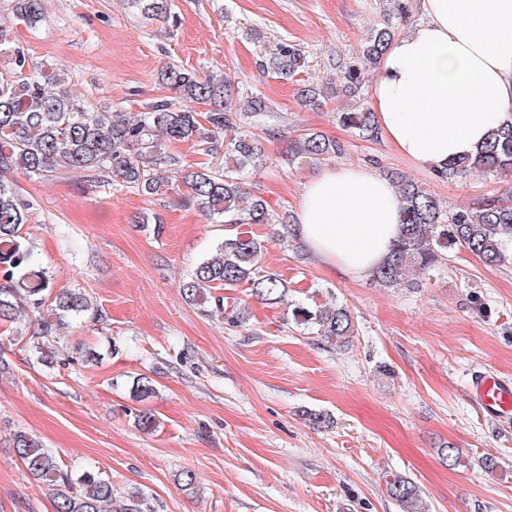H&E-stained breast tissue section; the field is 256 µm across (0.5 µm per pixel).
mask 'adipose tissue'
I'll list each match as a JSON object with an SVG mask.
<instances>
[{
	"label": "adipose tissue",
	"mask_w": 512,
	"mask_h": 512,
	"mask_svg": "<svg viewBox=\"0 0 512 512\" xmlns=\"http://www.w3.org/2000/svg\"><path fill=\"white\" fill-rule=\"evenodd\" d=\"M422 22L389 45L371 110L389 146L442 172L512 118V0H419ZM292 230L332 270L361 279L400 235V198L367 166L326 168L302 191Z\"/></svg>",
	"instance_id": "adipose-tissue-1"
}]
</instances>
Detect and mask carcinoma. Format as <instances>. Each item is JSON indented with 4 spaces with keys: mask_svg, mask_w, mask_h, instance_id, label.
<instances>
[{
    "mask_svg": "<svg viewBox=\"0 0 512 512\" xmlns=\"http://www.w3.org/2000/svg\"><path fill=\"white\" fill-rule=\"evenodd\" d=\"M127 9L145 20L170 17V0H123ZM15 20L30 28L45 18L44 0H10ZM396 32L390 27L374 30L359 50L358 60L336 62L337 82L311 83L301 89L303 102L322 95L359 97L363 87L361 64L380 61ZM259 67L264 72L293 77L305 67V55L294 44L279 42L263 48ZM6 65L13 79L0 83V329L24 338L22 322L35 320L40 337L53 336L69 322L103 321V312L93 297L81 288L52 293L50 271L36 265L33 250L19 234L27 221L29 203L19 196L8 174L22 173L44 178L59 170H81L112 175L121 186L145 197L165 194L160 174L175 172L188 188L183 201L212 224L268 226L287 224L261 197L246 191L244 173L267 164L262 146L251 131L252 124L272 117L271 103L260 94L233 98L231 83L222 78L168 66L160 73L170 96L147 107L131 120L102 105L75 99L64 85L62 67L43 69L30 65L25 50H6ZM192 101L210 102L206 113L192 110ZM338 122L365 140L379 138L374 113L360 104L336 113ZM267 133L283 142L280 158L287 164L338 158L344 142L309 131L286 135L281 126ZM192 142L207 161L184 164L170 149ZM480 170L487 174L512 171V121L499 126L490 141L475 156L451 164L441 176L466 180ZM393 184L402 199V233L387 259L372 273L381 288L411 287L414 273L437 266L447 259L448 249L459 247L486 266L512 260V205L499 198L449 211L421 184L401 177ZM263 241L249 232L224 237L206 259L200 261L180 284L182 298L202 309L215 305L225 310L232 326L241 323L244 312L224 307L219 288L250 289L267 304H278L288 291V282L260 265ZM292 321L302 330L334 344L352 336V319L344 306L298 304ZM131 393L145 401L156 393L150 378H133ZM14 448L29 474L53 488L56 512H154L147 496L135 490L121 500L112 492V481L92 470L70 469L40 438L27 432L13 436ZM389 495L402 512H429L419 488L404 476L387 482Z\"/></svg>",
    "mask_w": 512,
    "mask_h": 512,
    "instance_id": "obj_1",
    "label": "carcinoma"
}]
</instances>
